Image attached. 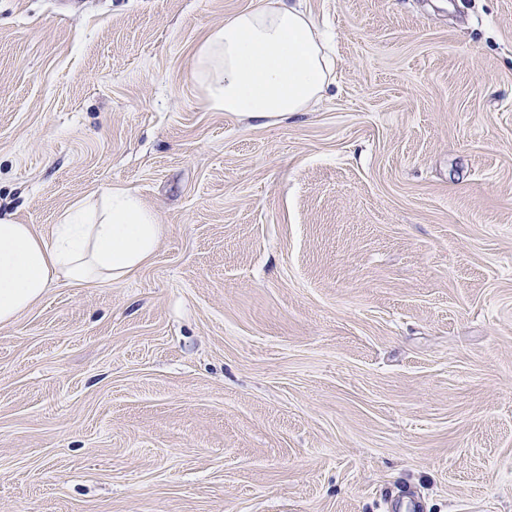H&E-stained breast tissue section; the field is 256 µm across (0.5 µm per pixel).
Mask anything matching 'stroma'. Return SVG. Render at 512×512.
I'll return each instance as SVG.
<instances>
[{"label": "stroma", "mask_w": 512, "mask_h": 512, "mask_svg": "<svg viewBox=\"0 0 512 512\" xmlns=\"http://www.w3.org/2000/svg\"><path fill=\"white\" fill-rule=\"evenodd\" d=\"M259 0H0V213L155 256L0 327V512H512V0H305L309 111L211 110Z\"/></svg>", "instance_id": "1"}]
</instances>
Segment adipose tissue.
<instances>
[{"instance_id": "ef3b65f1", "label": "adipose tissue", "mask_w": 512, "mask_h": 512, "mask_svg": "<svg viewBox=\"0 0 512 512\" xmlns=\"http://www.w3.org/2000/svg\"><path fill=\"white\" fill-rule=\"evenodd\" d=\"M331 71L304 0H262L210 32L191 78L214 110L281 120L322 98ZM161 234L155 214L124 187L75 202L46 235L0 215V325L48 289L126 280L154 256Z\"/></svg>"}]
</instances>
